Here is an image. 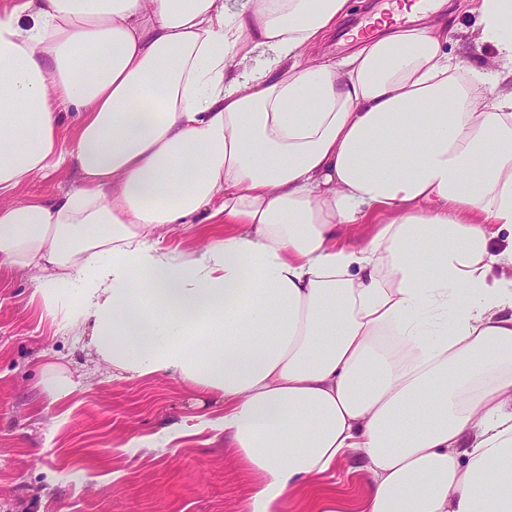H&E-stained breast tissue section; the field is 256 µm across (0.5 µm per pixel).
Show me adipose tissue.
<instances>
[{"instance_id": "1", "label": "adipose tissue", "mask_w": 512, "mask_h": 512, "mask_svg": "<svg viewBox=\"0 0 512 512\" xmlns=\"http://www.w3.org/2000/svg\"><path fill=\"white\" fill-rule=\"evenodd\" d=\"M472 5L496 67L416 4L341 59L311 52L349 0L0 11V267L113 378L220 394L250 512H339L350 457L360 512H512V0ZM201 213L223 233L160 247ZM77 175L74 171L61 172L52 178H35L21 186L13 196L2 197V204H11L31 196L49 197L58 195L71 189L76 182ZM321 484L336 492L345 512H357L359 502L368 488L367 471L354 459L342 462L336 470L321 478Z\"/></svg>"}]
</instances>
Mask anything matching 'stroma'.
Listing matches in <instances>:
<instances>
[{"label": "stroma", "mask_w": 512, "mask_h": 512, "mask_svg": "<svg viewBox=\"0 0 512 512\" xmlns=\"http://www.w3.org/2000/svg\"><path fill=\"white\" fill-rule=\"evenodd\" d=\"M382 0H351L347 18L318 47L341 58L358 44L356 31ZM455 29L450 53L484 64L495 50L477 42L470 0H450ZM30 273L0 268V512H248L255 478L206 430L178 437L174 450L139 447L162 428L194 425L224 413L215 394H198L158 374L116 380L58 332L34 298ZM56 365L81 383L53 400L43 378ZM343 512H357L368 474L356 460L322 477Z\"/></svg>", "instance_id": "stroma-1"}]
</instances>
